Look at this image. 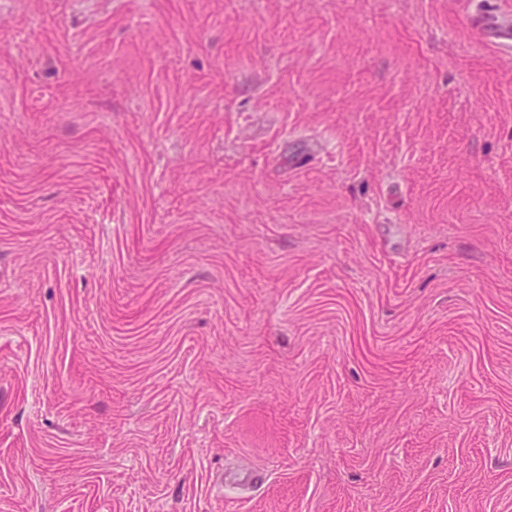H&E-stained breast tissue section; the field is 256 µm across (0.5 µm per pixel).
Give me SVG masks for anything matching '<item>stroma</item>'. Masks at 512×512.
Returning <instances> with one entry per match:
<instances>
[{
  "label": "stroma",
  "instance_id": "1",
  "mask_svg": "<svg viewBox=\"0 0 512 512\" xmlns=\"http://www.w3.org/2000/svg\"><path fill=\"white\" fill-rule=\"evenodd\" d=\"M512 0H0V512H512ZM485 35L493 39L503 48L510 50L512 47V26L509 24L506 28L502 26L497 17L493 15L486 16L484 23Z\"/></svg>",
  "mask_w": 512,
  "mask_h": 512
}]
</instances>
